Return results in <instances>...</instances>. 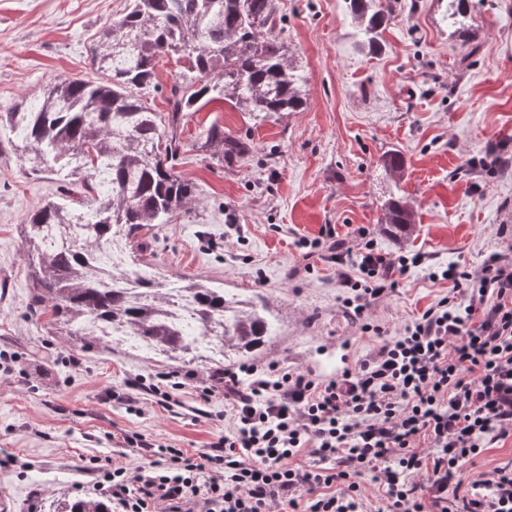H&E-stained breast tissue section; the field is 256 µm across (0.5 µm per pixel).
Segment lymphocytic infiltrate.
Segmentation results:
<instances>
[{
    "mask_svg": "<svg viewBox=\"0 0 512 512\" xmlns=\"http://www.w3.org/2000/svg\"><path fill=\"white\" fill-rule=\"evenodd\" d=\"M367 236L325 227L300 243L302 259L328 257L351 290L343 306L375 340L366 358L329 378L277 363L212 372L224 432L209 451L164 446L146 465L93 468V492L114 512H364L366 472L385 512H512V461L456 477L512 436V256L442 270L451 292L388 328L371 304L424 257L380 253Z\"/></svg>",
    "mask_w": 512,
    "mask_h": 512,
    "instance_id": "1",
    "label": "lymphocytic infiltrate"
}]
</instances>
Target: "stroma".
<instances>
[{
    "instance_id": "obj_1",
    "label": "stroma",
    "mask_w": 512,
    "mask_h": 512,
    "mask_svg": "<svg viewBox=\"0 0 512 512\" xmlns=\"http://www.w3.org/2000/svg\"><path fill=\"white\" fill-rule=\"evenodd\" d=\"M463 32L445 18L448 0H389L391 16L373 49L355 36L344 0H274L276 35L304 75L303 110L253 117L216 100L180 121L179 176L191 200L168 223L144 229L146 250L132 268L183 278L240 300L262 296L276 337L250 355L327 378L344 366L346 342L372 348L346 314L336 269L320 256L303 262L298 243L323 225L338 238L365 227L383 253L423 254L397 291L375 302L373 318L397 326L452 285L430 272L473 270L512 251V0H472ZM126 0H0V108L41 93L58 78L96 81L90 64L99 36ZM249 142L227 163L206 144L211 124ZM404 161L386 172L390 153ZM75 191L52 170L34 172L0 150V352L17 356L0 376V497L26 512L32 492L44 501L85 497L93 459L150 462L156 445L197 456L224 427V400L193 382L156 404L147 386L171 361L89 336L70 335L29 305L32 261L23 226L46 201ZM403 197L416 228L405 243L382 232V208ZM79 366H72V359ZM131 393L139 411L107 399ZM141 435L132 448L124 436Z\"/></svg>"
}]
</instances>
